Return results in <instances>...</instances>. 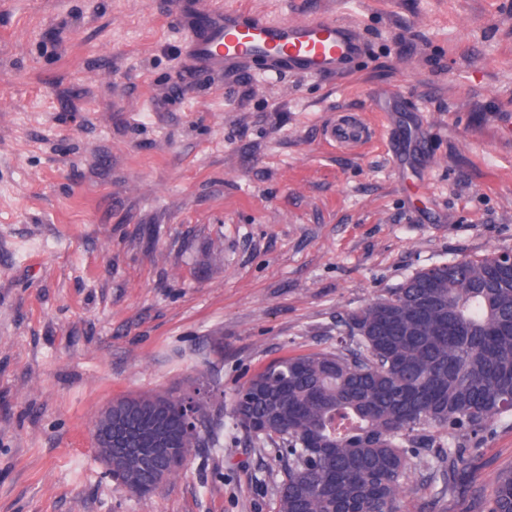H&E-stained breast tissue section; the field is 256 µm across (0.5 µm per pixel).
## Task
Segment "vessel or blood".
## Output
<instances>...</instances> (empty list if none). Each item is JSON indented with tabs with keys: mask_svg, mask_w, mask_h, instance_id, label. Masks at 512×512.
<instances>
[{
	"mask_svg": "<svg viewBox=\"0 0 512 512\" xmlns=\"http://www.w3.org/2000/svg\"><path fill=\"white\" fill-rule=\"evenodd\" d=\"M181 24L195 65L228 75L255 67L272 78L288 73L340 76L368 51L362 33L333 16L280 21L242 7L215 4L201 10L189 0ZM329 136L341 144L358 143L367 130L356 117L344 115L330 127Z\"/></svg>",
	"mask_w": 512,
	"mask_h": 512,
	"instance_id": "1",
	"label": "vessel or blood"
}]
</instances>
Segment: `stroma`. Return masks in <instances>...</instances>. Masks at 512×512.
<instances>
[{
  "instance_id": "obj_1",
  "label": "stroma",
  "mask_w": 512,
  "mask_h": 512,
  "mask_svg": "<svg viewBox=\"0 0 512 512\" xmlns=\"http://www.w3.org/2000/svg\"><path fill=\"white\" fill-rule=\"evenodd\" d=\"M223 4L333 15L369 52L227 77L190 64L180 0H0V512H279L286 462L234 427L235 390L335 351L416 271L512 251V0ZM341 112L367 143L330 142ZM199 378L212 445L126 493L97 411ZM466 457L453 493L416 471L400 512H479L512 420Z\"/></svg>"
}]
</instances>
